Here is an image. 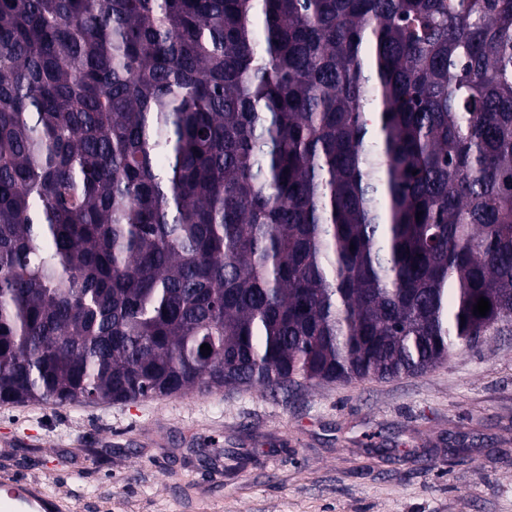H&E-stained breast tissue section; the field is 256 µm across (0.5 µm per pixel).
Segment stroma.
Returning a JSON list of instances; mask_svg holds the SVG:
<instances>
[{
	"label": "stroma",
	"instance_id": "1",
	"mask_svg": "<svg viewBox=\"0 0 512 512\" xmlns=\"http://www.w3.org/2000/svg\"><path fill=\"white\" fill-rule=\"evenodd\" d=\"M75 512H512V331L423 374L0 403V470Z\"/></svg>",
	"mask_w": 512,
	"mask_h": 512
}]
</instances>
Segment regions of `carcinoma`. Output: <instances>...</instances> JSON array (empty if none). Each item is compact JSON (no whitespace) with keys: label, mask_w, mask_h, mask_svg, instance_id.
<instances>
[{"label":"carcinoma","mask_w":512,"mask_h":512,"mask_svg":"<svg viewBox=\"0 0 512 512\" xmlns=\"http://www.w3.org/2000/svg\"><path fill=\"white\" fill-rule=\"evenodd\" d=\"M500 327L512 0H0L1 403L399 378Z\"/></svg>","instance_id":"1"}]
</instances>
